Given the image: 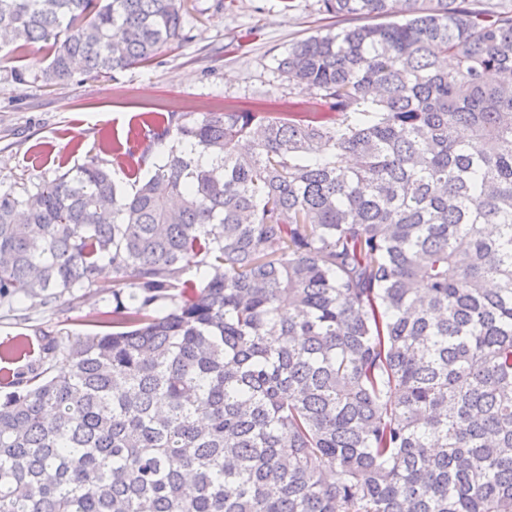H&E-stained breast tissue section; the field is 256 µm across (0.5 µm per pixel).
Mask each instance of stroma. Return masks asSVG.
I'll use <instances>...</instances> for the list:
<instances>
[{
  "label": "stroma",
  "mask_w": 512,
  "mask_h": 512,
  "mask_svg": "<svg viewBox=\"0 0 512 512\" xmlns=\"http://www.w3.org/2000/svg\"><path fill=\"white\" fill-rule=\"evenodd\" d=\"M335 24L317 0H186V41L163 49L151 64L106 79L78 74L52 86L36 75L48 63L45 50L0 46V190L23 194L93 157L129 188L123 159L100 144L106 139L126 149L144 141V113L164 104L173 112H214L224 104L300 111L306 96L280 76L277 60L292 42ZM19 69L25 80H16ZM111 282L104 273L76 304L31 312L26 322L0 316V344L42 323L64 337L90 332L97 313L112 307Z\"/></svg>",
  "instance_id": "1"
}]
</instances>
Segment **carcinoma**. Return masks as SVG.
<instances>
[{
    "mask_svg": "<svg viewBox=\"0 0 512 512\" xmlns=\"http://www.w3.org/2000/svg\"><path fill=\"white\" fill-rule=\"evenodd\" d=\"M184 2L0 0V32L111 77ZM318 3L277 65L303 111L156 112L182 147L131 190L0 191L6 313L112 268L98 331L0 352V512H512V4Z\"/></svg>",
    "mask_w": 512,
    "mask_h": 512,
    "instance_id": "obj_1",
    "label": "carcinoma"
}]
</instances>
